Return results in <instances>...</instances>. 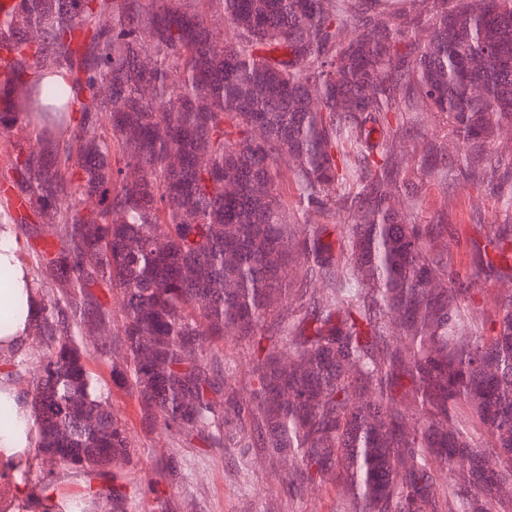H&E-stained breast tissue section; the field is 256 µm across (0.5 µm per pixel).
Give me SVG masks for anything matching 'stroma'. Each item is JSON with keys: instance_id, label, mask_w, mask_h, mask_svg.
<instances>
[{"instance_id": "stroma-1", "label": "stroma", "mask_w": 512, "mask_h": 512, "mask_svg": "<svg viewBox=\"0 0 512 512\" xmlns=\"http://www.w3.org/2000/svg\"><path fill=\"white\" fill-rule=\"evenodd\" d=\"M434 147L432 163L447 170V179L427 173L418 166L425 147ZM400 158L399 182L418 185L420 201L414 212L416 223L444 224L443 240L452 258V271L461 279L474 278L479 307L460 315L461 327L472 319L496 313L501 297L512 291V271L491 277H475L485 243L484 228L490 224H512V209L506 208L501 186H512V171L499 181L477 183L448 166V156L466 154V146L453 134L446 117L423 112L408 126L395 145ZM122 350L99 360L95 368L111 406L125 422L143 456L130 477L141 494L131 501V512H155L149 489L162 483L160 463L176 458L182 477L165 487L167 512H339L340 498L333 488L319 487L302 496L292 495L278 476V466L256 448H195L178 442L142 418L135 396L112 382V366L121 362Z\"/></svg>"}]
</instances>
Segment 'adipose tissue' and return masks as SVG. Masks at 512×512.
Wrapping results in <instances>:
<instances>
[{"label":"adipose tissue","mask_w":512,"mask_h":512,"mask_svg":"<svg viewBox=\"0 0 512 512\" xmlns=\"http://www.w3.org/2000/svg\"><path fill=\"white\" fill-rule=\"evenodd\" d=\"M19 244L11 231H0V269L10 274V283L0 288V313L8 312L11 326L0 331V351L25 343L39 310V300L28 269L19 258ZM35 431L26 397L0 377V472L14 474L29 463Z\"/></svg>","instance_id":"adipose-tissue-1"}]
</instances>
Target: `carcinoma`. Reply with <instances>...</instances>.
I'll use <instances>...</instances> for the list:
<instances>
[{
    "label": "carcinoma",
    "mask_w": 512,
    "mask_h": 512,
    "mask_svg": "<svg viewBox=\"0 0 512 512\" xmlns=\"http://www.w3.org/2000/svg\"><path fill=\"white\" fill-rule=\"evenodd\" d=\"M18 0L0 11V227L39 288L30 374L43 496L13 512H127L141 457L90 360L146 422L200 448H259L288 491L343 512H512V293L457 329L473 282L398 186L408 117L436 112L485 155L512 133V0ZM429 38H412L421 26ZM225 30L224 42L217 40ZM294 162L296 210L277 162ZM467 176L494 179L512 159ZM346 224H302L336 204ZM36 224H55L37 247ZM475 277L512 267V224ZM302 263L300 281L289 280ZM320 282L323 292L310 291ZM116 295L114 309L94 289ZM293 294L294 303L281 307ZM117 339L87 350L92 326ZM239 349L246 398L224 372ZM84 484L61 504L60 476Z\"/></svg>",
    "instance_id": "carcinoma-1"
}]
</instances>
